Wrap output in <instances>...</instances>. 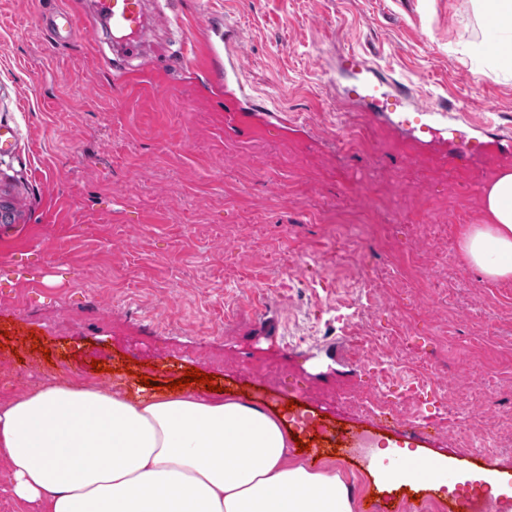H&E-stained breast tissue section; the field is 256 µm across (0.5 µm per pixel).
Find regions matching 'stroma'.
I'll list each match as a JSON object with an SVG mask.
<instances>
[{
    "mask_svg": "<svg viewBox=\"0 0 512 512\" xmlns=\"http://www.w3.org/2000/svg\"><path fill=\"white\" fill-rule=\"evenodd\" d=\"M66 7L94 21L93 0H0V362L42 367L19 387L53 379L110 384L129 397L142 381L168 385L191 368L225 398L297 430L316 471H336L365 512L402 500L457 512L498 471L512 503V280L491 281L463 257L485 223L483 189L512 168V75L473 61L486 30L471 0H169L134 79L117 78L112 40L88 29L56 38L39 21ZM242 35L246 81L287 123L241 112L210 90L211 74L176 66L182 39L210 12ZM360 53L419 103H447L467 138L499 137L504 153L452 170L447 149L422 151L337 94L352 79L339 55ZM368 296L362 321L341 329L338 308ZM373 351L350 356L356 339ZM205 350L213 364L196 363ZM267 355L288 369L275 398L243 362ZM173 373H156L159 360ZM104 362L105 372L92 361ZM355 389L396 401L427 428L328 405ZM466 419L481 451L434 424ZM368 435L372 448L447 458L454 488L427 480L387 488L370 460L337 451L329 427Z\"/></svg>",
    "mask_w": 512,
    "mask_h": 512,
    "instance_id": "1",
    "label": "stroma"
}]
</instances>
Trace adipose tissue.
<instances>
[{"mask_svg": "<svg viewBox=\"0 0 512 512\" xmlns=\"http://www.w3.org/2000/svg\"><path fill=\"white\" fill-rule=\"evenodd\" d=\"M488 32L471 56L512 71V0H475ZM487 223L461 243L492 280L512 278V170L486 188ZM294 441L264 407L188 388L129 399L108 386L51 381L0 401V457L27 512H358L343 477L290 462ZM444 458L403 452L374 473L393 487Z\"/></svg>", "mask_w": 512, "mask_h": 512, "instance_id": "obj_1", "label": "adipose tissue"}]
</instances>
